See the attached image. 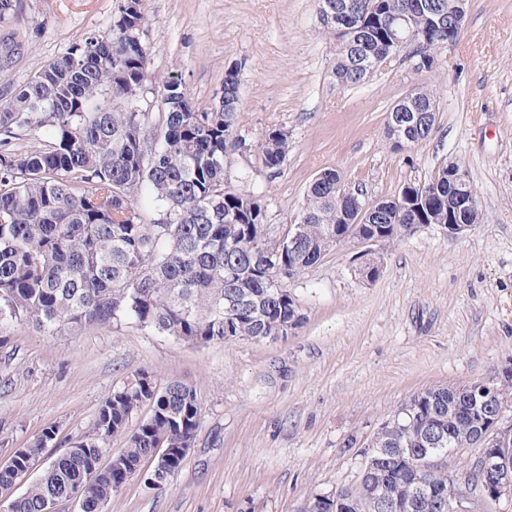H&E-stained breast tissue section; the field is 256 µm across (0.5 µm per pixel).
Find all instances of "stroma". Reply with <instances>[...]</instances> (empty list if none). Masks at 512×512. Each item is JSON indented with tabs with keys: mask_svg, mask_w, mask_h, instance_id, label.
Returning a JSON list of instances; mask_svg holds the SVG:
<instances>
[{
	"mask_svg": "<svg viewBox=\"0 0 512 512\" xmlns=\"http://www.w3.org/2000/svg\"><path fill=\"white\" fill-rule=\"evenodd\" d=\"M23 5L29 45L0 84H25L105 29L116 0ZM148 14L153 93L174 74L210 108L235 65L248 141L287 131L277 178L253 153L235 155L226 171L231 187L266 193L271 236L328 169L373 202L459 162L481 221L458 235L432 224L374 244L383 268L373 279L358 270L357 242L331 249L287 281L304 322L284 339L196 347L132 324L54 336L13 325L0 346V460L51 425L61 442L87 432L112 391L146 369L161 384L190 383L201 421L169 483L132 478L106 512H302L314 495L357 483L361 458L349 440L371 435L408 396L512 366V0H469L433 71H418L404 51L352 87L336 83V44L318 0H149ZM422 85L437 92L433 130L392 149L388 114Z\"/></svg>",
	"mask_w": 512,
	"mask_h": 512,
	"instance_id": "obj_1",
	"label": "stroma"
}]
</instances>
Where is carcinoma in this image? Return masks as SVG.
Instances as JSON below:
<instances>
[{
    "label": "carcinoma",
    "instance_id": "obj_1",
    "mask_svg": "<svg viewBox=\"0 0 512 512\" xmlns=\"http://www.w3.org/2000/svg\"><path fill=\"white\" fill-rule=\"evenodd\" d=\"M454 0H350L362 30V47H350L339 24L325 26L336 41V82L360 84L370 75L355 55L376 52L393 41L394 15L403 12L427 55V70L456 41V20L437 21L432 5ZM21 0H0V29L8 42L27 48L16 26ZM148 24L146 0H117L106 29L90 33L44 64L22 87H0V330L25 322L46 335L124 323L196 346L230 343L237 336H265L298 329L300 305L287 288L275 293L268 277L295 264L315 265L336 241L363 231L389 243L407 224H446L459 210V192L448 187L442 164L421 183L407 184L399 205L379 209L371 223H351L350 197L326 170L307 192V216L293 256L266 236L267 205L255 190L234 189L225 168L238 152L242 100L238 69L224 71V107L199 109L182 83H163V112H136L131 86H149L144 61L149 47L133 26ZM424 112L413 143L431 134L435 89L419 88ZM290 147L288 133L269 132L256 145L269 177L281 174ZM235 304L231 321L224 309ZM419 416L394 432L382 448H409L403 461L384 458L370 473L372 490L398 505L394 512H437L425 484L448 482V468L423 471V428H440L442 455L466 448L463 437L480 429V411L458 400L449 386H432L414 397ZM149 415L133 432L131 418ZM201 419L195 389L183 381L158 385L142 370L112 391L91 430L68 442L72 452L42 468L26 492L11 496L9 512H45L53 500L79 497L80 512H104L119 483L134 477L129 465L152 461L157 448H182ZM125 448L108 455L114 436ZM57 437L44 430L28 448L41 459ZM110 456L112 467L92 478L87 455Z\"/></svg>",
    "mask_w": 512,
    "mask_h": 512
}]
</instances>
